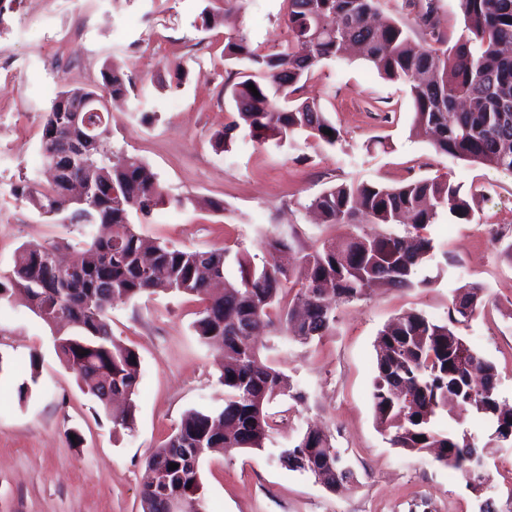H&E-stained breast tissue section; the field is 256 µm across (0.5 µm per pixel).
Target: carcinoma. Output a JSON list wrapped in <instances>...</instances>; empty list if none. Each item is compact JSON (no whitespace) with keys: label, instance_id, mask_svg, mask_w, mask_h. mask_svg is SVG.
<instances>
[{"label":"carcinoma","instance_id":"1","mask_svg":"<svg viewBox=\"0 0 512 512\" xmlns=\"http://www.w3.org/2000/svg\"><path fill=\"white\" fill-rule=\"evenodd\" d=\"M379 0H284L288 43L253 45L238 30L224 39V60L242 68L227 72L224 91L235 103L237 119L217 137L228 145L246 128L258 140L285 142L306 133L329 145L340 131L318 104L299 97L325 60L340 58L348 46L390 80L409 85L413 128L432 138L441 154L512 172V0H460L465 33L450 46L432 3L415 24L422 44L411 47L401 24L374 21ZM254 85L259 95L249 90ZM129 94V82L117 67L101 70V82L60 90L45 112L41 135L43 164L58 159L60 179L42 185L24 179L11 189L45 215L71 211L85 240L69 252L67 265L55 255L61 243H25L14 253L11 269L0 274V301L19 295L54 331L60 360L81 389L108 411L105 389L125 399L136 394L141 378L139 354L117 342L110 310L144 294L176 293L198 298L202 308L193 327L204 342L220 349L219 379L223 404L186 412L173 433L148 460L154 482L142 492L143 512H163L162 496L187 494L204 508L199 461L213 448L263 451L274 430L269 404L281 396L295 402L290 377L259 361L261 346L243 332L265 322L307 344L335 331L336 304L361 300L372 288H420L417 268L435 255L423 230L435 222L438 208L456 218L470 217L460 187L447 178L417 179L398 186L350 182L333 186L310 202L324 224H402L408 235L348 232L322 242L286 267L279 254L290 250L283 239L265 242L262 266L250 256L224 247L199 250L176 247L140 234L132 218H149L170 197L150 167L137 157L110 162L109 112L92 114V132L72 122L63 100ZM329 129L333 135L323 133ZM89 187L83 197L69 195L72 185ZM238 265L230 280L225 267ZM224 283L215 295L216 282ZM300 285L298 290L287 283ZM486 305L485 290L465 284L457 289L448 321L410 312L386 324L376 339L377 376L372 400L376 424L397 448L434 452L435 461L452 459L449 468L465 480L484 484L486 465L473 459L467 431L438 427L453 400L465 412L491 422L495 438L512 435V407L499 402L495 365L473 350L455 325L471 320ZM88 354L81 355V352ZM273 457L284 468L334 477L342 455L328 436L312 426ZM178 468L169 469L170 464Z\"/></svg>","mask_w":512,"mask_h":512}]
</instances>
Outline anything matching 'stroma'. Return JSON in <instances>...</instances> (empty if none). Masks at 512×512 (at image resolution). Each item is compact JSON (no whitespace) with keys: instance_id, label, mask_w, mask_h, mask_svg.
<instances>
[{"instance_id":"35a3bbf8","label":"stroma","mask_w":512,"mask_h":512,"mask_svg":"<svg viewBox=\"0 0 512 512\" xmlns=\"http://www.w3.org/2000/svg\"><path fill=\"white\" fill-rule=\"evenodd\" d=\"M428 1L456 42L464 27L459 0H380V9L411 25ZM203 7V0H21L0 31V272L22 244L81 245L79 227L40 214L10 189L43 174L41 130L54 94L96 83L107 65L147 98L141 111L113 104L108 151L141 158L170 195L191 200L183 208L160 206L138 227L149 238L226 246L259 264L267 236L306 250L336 236L335 225L315 223L307 210L332 186L447 176L471 199L472 213L465 221L444 209L427 226L440 249L417 271L429 287L378 288L339 304L335 334L307 344L269 329L261 337L264 358L306 394L271 447L316 426L345 452L355 484L332 493L267 452L235 449L201 458V494L207 512H480L483 497L459 473L432 454L392 446L378 429L374 343L403 313L444 319L458 287L481 284L489 303L458 332L496 365L499 397L512 404V261L501 253L512 242V174L436 153L428 138L411 132L407 84L355 57L324 61L305 89L340 129L335 145L301 135L280 146L240 130L228 148H218L217 136L236 116L224 93V36L240 29L253 43L277 44L286 32L284 9L283 0H247L223 25L205 30ZM170 61L189 71L176 91L156 82ZM213 200L223 201V211L210 208ZM198 308L172 294L113 306V336L141 360L134 427L117 432L61 363L50 328L22 301H0V512H142L153 449L186 411L220 403L218 352L194 331ZM488 470L484 497L497 512H512V446L498 449Z\"/></svg>"}]
</instances>
